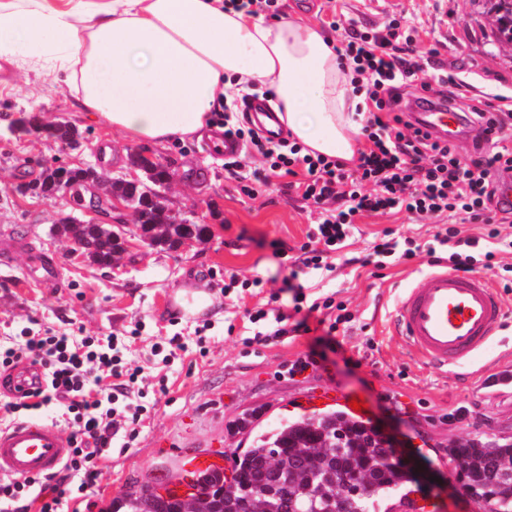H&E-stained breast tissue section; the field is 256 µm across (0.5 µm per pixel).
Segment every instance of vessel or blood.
I'll use <instances>...</instances> for the list:
<instances>
[{
    "label": "vessel or blood",
    "instance_id": "1",
    "mask_svg": "<svg viewBox=\"0 0 512 512\" xmlns=\"http://www.w3.org/2000/svg\"><path fill=\"white\" fill-rule=\"evenodd\" d=\"M249 118L266 138L277 141L285 125L266 102L253 101ZM420 120L435 135L457 138L465 121L461 113L438 106L420 113ZM206 151L225 157L237 156L240 140L216 135L205 142ZM57 266L43 256H34L27 279L55 281ZM505 313L504 303L489 275H462L437 268L424 274L419 285L404 290L393 317L395 331L428 362L459 366L475 360L489 345ZM39 370L30 365L11 374L7 388L17 397L32 389ZM67 438L54 426L21 422L0 430V475L18 478L55 473L69 456Z\"/></svg>",
    "mask_w": 512,
    "mask_h": 512
}]
</instances>
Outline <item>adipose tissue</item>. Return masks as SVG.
<instances>
[{
	"label": "adipose tissue",
	"instance_id": "adipose-tissue-1",
	"mask_svg": "<svg viewBox=\"0 0 512 512\" xmlns=\"http://www.w3.org/2000/svg\"><path fill=\"white\" fill-rule=\"evenodd\" d=\"M38 47L92 116L133 141L212 128L224 81L269 86L293 137L348 158V81L317 30L225 11L222 0H0V57Z\"/></svg>",
	"mask_w": 512,
	"mask_h": 512
}]
</instances>
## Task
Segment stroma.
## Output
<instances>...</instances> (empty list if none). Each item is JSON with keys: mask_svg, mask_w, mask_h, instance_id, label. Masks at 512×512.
Returning a JSON list of instances; mask_svg holds the SVG:
<instances>
[{"mask_svg": "<svg viewBox=\"0 0 512 512\" xmlns=\"http://www.w3.org/2000/svg\"><path fill=\"white\" fill-rule=\"evenodd\" d=\"M279 5L281 19L316 28L335 42L341 34L330 24L339 19L361 28L402 20L419 50L432 51L433 67L463 80L464 97L512 110V46L495 40L485 0H279ZM29 116L44 124L73 125L81 134L79 147L34 129L17 130V120ZM136 154L168 169L166 204L205 225L202 240L173 247L140 242L137 224L119 207L113 214L128 226V246L113 265L102 267L79 254L61 232L67 217H95L79 206L76 190L54 196L19 190L43 169L59 166H92L108 179L139 178L142 170L131 163ZM288 182L275 177L256 197L245 196L225 175L223 156L202 152L199 136L129 142L91 117L55 69L25 54L12 62L0 58V339L35 323L85 336L114 334L125 344L126 356L144 369L138 382L147 408L141 433L130 447L113 449L108 477L90 496V512H106L130 487H160L182 473L188 456L231 462L250 446L249 425L275 426L301 403L336 388L367 398L372 425L400 438L431 479L421 487L406 484L405 495H392L393 512H405L408 502L418 512H451L458 494L448 444L461 438L512 439V391L487 383L512 368V288L500 291L506 315L478 362L429 366L389 328L405 287L419 282L427 265L417 259L358 263L375 233L393 228L423 242L428 227L401 215L363 216L350 246L337 256L335 271L298 278L308 299L335 294L353 314L350 327L329 332L321 312L304 319L293 310L290 264L282 253L305 242L317 213ZM33 251L57 258L58 288L25 279ZM193 271L212 305L204 314L179 319L175 293L187 286ZM233 274L262 279L265 292L225 291ZM271 292L279 294L280 310L291 322L303 320L307 327L267 346L248 343L252 331L245 313L263 306ZM138 323L141 334L131 336ZM204 323L209 326L204 345L190 346L172 372L162 373L153 344L191 334ZM311 354L315 365L291 374V366Z\"/></svg>", "mask_w": 512, "mask_h": 512, "instance_id": "obj_1", "label": "stroma"}]
</instances>
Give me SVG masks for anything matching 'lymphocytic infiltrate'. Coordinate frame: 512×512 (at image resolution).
Here are the masks:
<instances>
[{
    "label": "lymphocytic infiltrate",
    "mask_w": 512,
    "mask_h": 512,
    "mask_svg": "<svg viewBox=\"0 0 512 512\" xmlns=\"http://www.w3.org/2000/svg\"><path fill=\"white\" fill-rule=\"evenodd\" d=\"M335 52L338 67L362 98L358 148L352 158L329 157L295 139L271 141L246 123V93L230 99L213 120L225 133L241 140L246 157L225 160L224 170L241 192L256 196L257 185L274 175L298 180L302 198L318 217L306 242L293 256L298 269L333 271L331 259L345 248L357 217L365 214H406L413 222L434 221L427 244L383 230L372 243L377 256L402 261L425 256L430 263L455 271H474L478 239L461 237L463 224H480L486 238L512 250V219L500 214L494 172H512V147L503 135L512 114L473 109L469 122L479 138L493 143L494 153L465 159L454 143L432 134L412 113L413 106L440 104L455 108L448 77L429 73L412 39H401L400 21L381 29L341 24ZM261 165L248 169L247 158ZM40 366L48 378L45 389L0 406L6 415L33 412L56 404L73 430L71 457L60 474L38 478L0 477V512H63L72 501H85L106 477L100 462L104 451L140 434L144 393L136 382L142 367L128 361L117 337L77 336L52 328H24L0 341V368L22 360Z\"/></svg>",
    "instance_id": "obj_1"
}]
</instances>
